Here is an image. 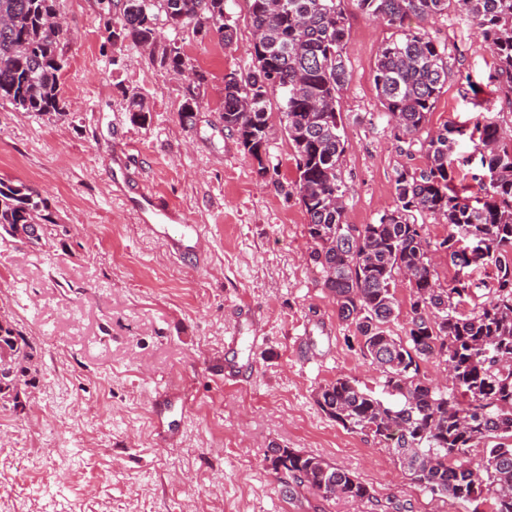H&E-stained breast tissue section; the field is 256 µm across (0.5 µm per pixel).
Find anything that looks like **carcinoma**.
<instances>
[{"instance_id": "carcinoma-1", "label": "carcinoma", "mask_w": 512, "mask_h": 512, "mask_svg": "<svg viewBox=\"0 0 512 512\" xmlns=\"http://www.w3.org/2000/svg\"><path fill=\"white\" fill-rule=\"evenodd\" d=\"M59 0H0V103L38 115L65 114L60 92L64 32L55 25ZM365 16L397 29L379 51L373 81L395 121L394 137L411 140L428 123L448 82L451 53L425 31L404 26L453 9L473 22L497 62L498 92L512 103V0H354ZM253 28V68L224 74V128L238 136L244 152L265 169L269 96L280 94L282 122L294 149L295 190L307 216L314 265L333 295L341 320L354 327L364 355L379 367L384 401L356 381L325 385L317 402L343 428L394 441L395 453L414 479L434 496L460 503L483 498L488 512H512V136L494 121L480 128L473 155L486 178L462 197L452 187L456 168L472 155L456 154L463 132L453 125L427 136V164L402 170L395 181V206L375 224L352 230L344 223L345 190L338 173L346 140L340 93L348 82L343 55L348 36L344 0H247ZM226 0H122L120 34L145 47L157 46L160 30L212 24L233 43L236 24ZM160 63L182 72L179 48L162 52ZM126 109L144 122L148 108L133 94ZM439 216L452 229L470 228L476 249L459 246L448 232L440 247L462 268L487 261L498 272L489 302L464 314L467 290L457 278L436 287L423 225L415 214ZM55 223L47 202L33 188L0 180V229L23 234L36 249L49 236L33 225ZM413 288L405 338L387 332L398 307L397 277ZM452 366L450 396L420 374V362ZM34 346L7 318H0V404L21 405L22 387L32 383ZM499 442L472 461L471 448L492 436ZM273 469L319 494L352 500L370 497L349 472L290 448L271 449Z\"/></svg>"}]
</instances>
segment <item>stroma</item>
<instances>
[{
	"mask_svg": "<svg viewBox=\"0 0 512 512\" xmlns=\"http://www.w3.org/2000/svg\"><path fill=\"white\" fill-rule=\"evenodd\" d=\"M226 9L237 22L230 47L213 26L162 30V45L185 59L177 74L159 54L114 38L119 11L104 0H60L65 115L0 104V180L38 191L57 217L50 249L0 237V316L37 350L22 408L0 407V512H463L424 492L392 441L345 430L316 401L339 378L380 390L382 374L309 257L277 102L267 108L264 166L224 128V75L253 65L247 6L227 0ZM345 10L339 174L344 222L358 229L393 207L398 171L425 167L427 157L420 144L393 139L373 82L396 29L354 0ZM424 27L451 53L427 132L470 131L487 118L512 130L477 26L451 12ZM132 92L147 103L145 123L126 110ZM191 94L198 107L185 124L179 111ZM142 188L201 226V259L168 251L126 206ZM234 333L242 344L225 347ZM254 335L262 343L252 351ZM228 368L236 380L225 381ZM166 390L178 396L168 408ZM158 410L172 440L155 431ZM272 448L347 470L370 499L285 490Z\"/></svg>",
	"mask_w": 512,
	"mask_h": 512,
	"instance_id": "1",
	"label": "stroma"
}]
</instances>
